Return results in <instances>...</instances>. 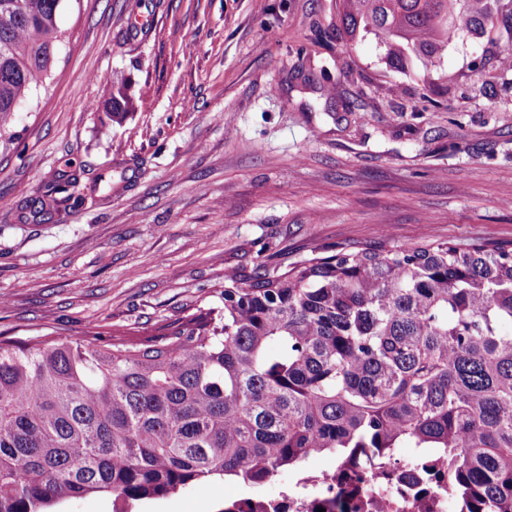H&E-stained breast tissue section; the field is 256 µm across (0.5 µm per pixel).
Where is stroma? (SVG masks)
<instances>
[{
	"label": "stroma",
	"mask_w": 512,
	"mask_h": 512,
	"mask_svg": "<svg viewBox=\"0 0 512 512\" xmlns=\"http://www.w3.org/2000/svg\"><path fill=\"white\" fill-rule=\"evenodd\" d=\"M58 25L46 89L0 127L1 337L152 335L220 305L225 272L382 232L512 243L497 32L400 70L374 40L346 52L336 0H65ZM115 83L120 126L99 110ZM64 176L81 204L53 205ZM248 492L216 479L142 512Z\"/></svg>",
	"instance_id": "stroma-1"
}]
</instances>
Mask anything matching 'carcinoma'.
<instances>
[{"instance_id": "carcinoma-1", "label": "carcinoma", "mask_w": 512, "mask_h": 512, "mask_svg": "<svg viewBox=\"0 0 512 512\" xmlns=\"http://www.w3.org/2000/svg\"><path fill=\"white\" fill-rule=\"evenodd\" d=\"M62 0H0V123L48 78ZM347 51L373 39L397 69L459 34L504 29L512 0H336ZM112 87L102 111L122 125ZM222 306L133 339L0 338V512H112L214 477L253 486L334 459L414 473L448 512H512V247L338 246L284 270L224 274ZM60 510L63 512H112V497L89 495L72 499L66 501Z\"/></svg>"}]
</instances>
